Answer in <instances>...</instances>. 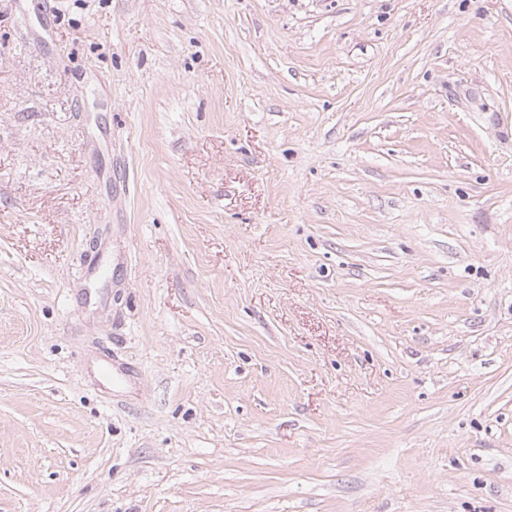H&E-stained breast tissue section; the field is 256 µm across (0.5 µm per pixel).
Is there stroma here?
Returning <instances> with one entry per match:
<instances>
[{
  "mask_svg": "<svg viewBox=\"0 0 512 512\" xmlns=\"http://www.w3.org/2000/svg\"><path fill=\"white\" fill-rule=\"evenodd\" d=\"M0 512H512V0H0Z\"/></svg>",
  "mask_w": 512,
  "mask_h": 512,
  "instance_id": "obj_1",
  "label": "stroma"
}]
</instances>
